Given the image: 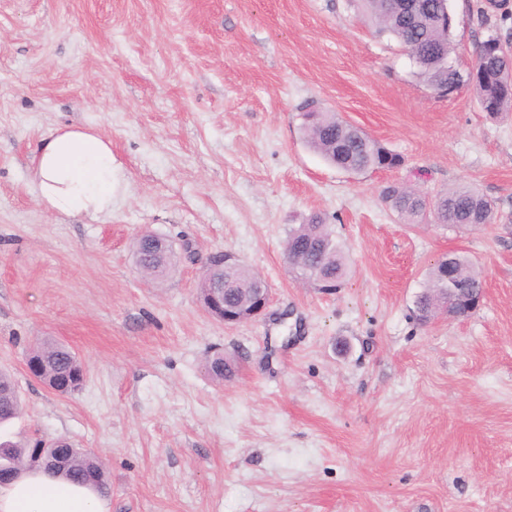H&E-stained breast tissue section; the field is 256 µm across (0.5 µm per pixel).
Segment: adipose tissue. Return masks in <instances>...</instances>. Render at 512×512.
Here are the masks:
<instances>
[{
	"instance_id": "adipose-tissue-1",
	"label": "adipose tissue",
	"mask_w": 512,
	"mask_h": 512,
	"mask_svg": "<svg viewBox=\"0 0 512 512\" xmlns=\"http://www.w3.org/2000/svg\"><path fill=\"white\" fill-rule=\"evenodd\" d=\"M38 199L61 215H110L112 144L92 130L73 127L45 138L32 168ZM0 512H107L96 492L41 473L0 486Z\"/></svg>"
}]
</instances>
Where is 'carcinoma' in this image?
<instances>
[{
	"instance_id": "cac0c4a2",
	"label": "carcinoma",
	"mask_w": 512,
	"mask_h": 512,
	"mask_svg": "<svg viewBox=\"0 0 512 512\" xmlns=\"http://www.w3.org/2000/svg\"><path fill=\"white\" fill-rule=\"evenodd\" d=\"M354 6L370 22L380 36L394 38L401 46L417 56V76L427 85L437 84L452 95L462 87L475 93L483 111L491 117L512 113V49L497 37L480 43V57L471 70L463 73L448 63L454 51L453 15L441 18L439 14L449 7L448 0H422L425 9L410 20L390 11L386 0H353ZM305 144L328 164L351 173L375 169H396L404 159L387 150L377 140L343 121L334 112L303 113ZM383 199L391 210L408 224H416L433 206L440 224L471 227L491 224L494 220L491 202L468 185H458L438 193L433 202L403 184L387 187ZM284 254L289 266L313 288L326 284L342 287L349 266L339 244L324 219L314 214L305 222L292 226L285 241ZM132 255L137 269L154 280H165L177 267L173 249L159 245V239L142 235L132 244ZM454 276L442 282L443 264L436 262L427 272L425 289L415 301L416 312L427 322L436 316L435 308L441 299L440 289L460 282L476 287L482 285L479 273L470 258L460 252L448 254ZM257 274L238 261L224 266V272L202 275L198 295L202 304L219 281H224V306L241 307L247 304ZM26 362L37 368V376L51 390L71 396L85 381L86 370L82 360L70 348L52 339L37 341L25 356ZM207 371L217 382L224 381L233 369L224 362V355L216 353L207 361ZM22 413V401L11 374L0 370V425ZM38 470L52 477L88 486L100 495L110 492L109 475L98 457L84 448H77L64 439L50 442L34 440L14 443L0 441V485H6L25 471Z\"/></svg>"
}]
</instances>
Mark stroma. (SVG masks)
<instances>
[{"label": "stroma", "instance_id": "stroma-1", "mask_svg": "<svg viewBox=\"0 0 512 512\" xmlns=\"http://www.w3.org/2000/svg\"><path fill=\"white\" fill-rule=\"evenodd\" d=\"M481 4L452 0L462 70L489 36L512 44V14ZM312 106L403 166H329L303 140ZM74 125L112 142L97 221L55 216L31 186L40 142ZM392 184L472 185L495 220L403 223ZM313 214L349 259L332 294L283 258ZM145 232L176 250L171 278L136 270ZM225 252L266 280L267 317L204 310L201 263ZM451 252L483 302L422 323L415 298ZM37 337L83 360L82 391L30 376ZM0 367L24 401L0 437L100 456L108 512H512V116L466 87L432 94L350 0H0Z\"/></svg>", "mask_w": 512, "mask_h": 512}]
</instances>
